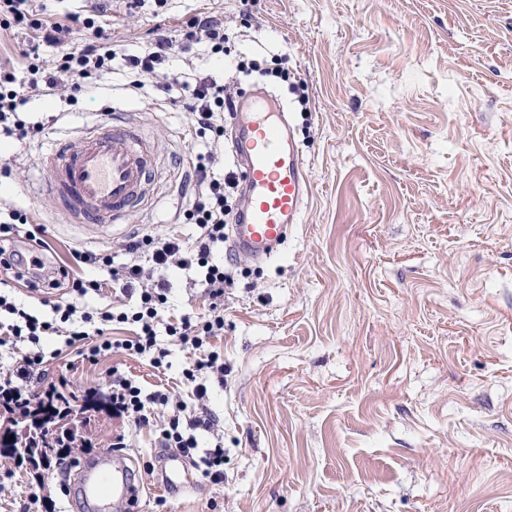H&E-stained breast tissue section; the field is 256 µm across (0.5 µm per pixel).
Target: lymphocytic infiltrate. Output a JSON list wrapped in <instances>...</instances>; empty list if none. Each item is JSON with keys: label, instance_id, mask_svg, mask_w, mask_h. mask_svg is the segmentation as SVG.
<instances>
[{"label": "lymphocytic infiltrate", "instance_id": "f902f5d3", "mask_svg": "<svg viewBox=\"0 0 512 512\" xmlns=\"http://www.w3.org/2000/svg\"><path fill=\"white\" fill-rule=\"evenodd\" d=\"M13 28L40 32L43 42L58 46L59 52L53 65H45L36 52H22L23 64L30 75L28 82H18L13 72L0 70V134H6L26 144L41 132L36 124L21 119L20 114L35 95H67L76 99L85 80L105 79L112 72V63L118 51L111 47L103 27L94 18L77 15L65 20L53 21L40 16L33 0H0V31ZM228 37L224 24L215 17L201 14L187 22L181 40L160 34L154 37L136 55L126 59V78L123 88L130 93H140L146 88L145 74L154 72L177 47H190L203 43L212 53L224 50ZM180 98L191 115V127L197 137L209 138L213 152L192 154L186 165L195 177L193 192L186 207L178 216L179 223L193 224L199 229L194 241H186L171 232H144L127 240L123 250L127 262L115 264L111 254L72 250L74 264L97 265L106 269L113 284L121 292L139 290L140 300L136 309L114 311L103 306L92 311H79L72 303L57 304L51 317L43 318L30 313L24 306L0 294V313L11 316L12 321L0 337V347L20 342L29 343L31 352L26 354L14 377L0 382V410L11 415L30 414L46 402L61 407L71 404V391L64 384L49 380L44 369L45 354L40 350V340L48 335L65 337L67 344L86 340L90 346L84 356L89 361L110 354L112 350H125L129 354L151 357L155 364H162L165 349L157 342L158 330L184 344H191L207 355L186 368L183 375L193 386L197 400L207 395L208 378L223 380L224 363L219 353L209 350L212 338L224 332V284L229 276L223 263L214 261L215 247L222 243L224 229L238 208L239 180L234 173H218L220 158L217 149L224 144L226 122L236 110V94L229 82H217L211 77L178 80ZM30 210L8 208L0 213V270L13 271L15 278L30 277L50 280L52 286L67 284L77 296L101 293L100 280H86L71 276L69 267L48 266L35 249L19 250L18 235L33 239V232H19L22 224L31 223ZM195 268L201 271L199 285L205 288L211 304L203 316L184 315L176 319H164L163 307L167 302V285L158 279V272L169 267ZM129 324L134 328L132 336L117 339L111 336L114 324ZM112 413L129 418L135 426L148 424V406L166 410L159 425L163 447L179 449L191 458L194 466L210 482L224 480V448L222 444L203 450L197 435L201 432L216 433L217 421L200 406L187 410L183 404L172 403L168 394L157 391L144 393L133 379L113 374L108 392Z\"/></svg>", "mask_w": 512, "mask_h": 512}]
</instances>
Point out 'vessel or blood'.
<instances>
[{"label": "vessel or blood", "mask_w": 512, "mask_h": 512, "mask_svg": "<svg viewBox=\"0 0 512 512\" xmlns=\"http://www.w3.org/2000/svg\"><path fill=\"white\" fill-rule=\"evenodd\" d=\"M235 152L245 165L246 205L234 223L229 248L236 254L272 257L289 229L300 223L309 177L280 100L255 90L238 112ZM46 173L39 187L53 198L66 223L103 232L126 223L162 174L141 126L121 114L79 130L76 144L57 142L41 153ZM99 496L113 492L115 461L88 465Z\"/></svg>", "instance_id": "1"}]
</instances>
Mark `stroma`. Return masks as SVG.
Listing matches in <instances>:
<instances>
[{
	"mask_svg": "<svg viewBox=\"0 0 512 512\" xmlns=\"http://www.w3.org/2000/svg\"><path fill=\"white\" fill-rule=\"evenodd\" d=\"M48 17L108 11L122 56L77 102L35 96L26 119L43 130L19 148L0 137V201L30 207L49 253L109 250L145 229L192 239L174 215L193 188L183 160L206 152L181 104L124 93V56L154 33L179 37L202 13L223 20L230 52L203 44L158 66L177 74L235 76L244 93L281 97L302 143L310 195L280 254L216 261L224 287V381L207 407L224 436V481L197 470L161 488L156 433L111 412L69 422L83 445L71 461L36 473L0 456V512H76L63 495L79 463L117 436L139 495L137 512H512V0H35ZM282 61L289 82L242 73L239 62ZM307 104H299V95ZM137 120L165 170L154 196L115 233L64 223L36 197V148L94 123L106 108ZM168 313L207 314L194 271H165ZM31 313L56 303L95 308L111 289L74 299L68 289H10ZM168 352L83 360L64 337L41 348L50 377L76 398L107 389L113 372L146 391L197 401L182 376L197 353L159 334Z\"/></svg>",
	"mask_w": 512,
	"mask_h": 512,
	"instance_id": "1",
	"label": "stroma"
}]
</instances>
